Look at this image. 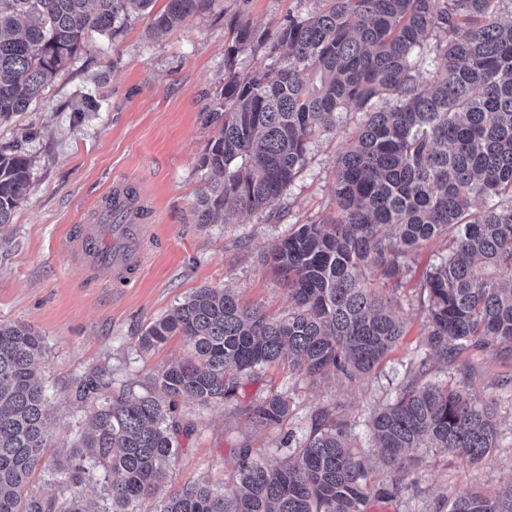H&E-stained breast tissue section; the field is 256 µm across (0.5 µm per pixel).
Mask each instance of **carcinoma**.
<instances>
[{
  "label": "carcinoma",
  "instance_id": "carcinoma-1",
  "mask_svg": "<svg viewBox=\"0 0 512 512\" xmlns=\"http://www.w3.org/2000/svg\"><path fill=\"white\" fill-rule=\"evenodd\" d=\"M151 0H0V120L26 111L84 46ZM207 0H166L152 29L169 32ZM259 34L233 19L225 59L271 41L288 63L230 74L205 121L218 126L201 157L200 224L270 209L307 162L316 132L336 129L350 109L365 121L338 160L332 189L338 217L301 224L265 256L288 289L282 318L241 305L229 289H196L152 323L139 343L186 338L192 356L155 377L164 398L123 394L92 406L69 482L102 479L110 506L74 492L67 512H135L152 495L174 454L176 402L231 399L238 378L279 361L311 379H359L405 336L392 300L426 242L448 252L419 280L429 356L452 360L472 348L512 353V21L491 19L497 0H318ZM444 33L445 38L438 37ZM28 155L0 152V225L30 191ZM41 337L0 323V512H55L30 489L48 447L49 398L41 378ZM111 382L88 379L79 398ZM291 398L272 394L244 407L252 422L288 419ZM369 429L384 463L399 469L421 448L472 462L489 458L498 428L494 403L452 385L404 382ZM271 464L238 448L232 495L193 483L159 512H361L368 497L365 456L341 420L314 429ZM448 512H512V485L494 496L456 497Z\"/></svg>",
  "mask_w": 512,
  "mask_h": 512
}]
</instances>
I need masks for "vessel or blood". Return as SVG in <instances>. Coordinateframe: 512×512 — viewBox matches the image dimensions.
I'll return each instance as SVG.
<instances>
[{"instance_id": "1", "label": "vessel or blood", "mask_w": 512, "mask_h": 512, "mask_svg": "<svg viewBox=\"0 0 512 512\" xmlns=\"http://www.w3.org/2000/svg\"><path fill=\"white\" fill-rule=\"evenodd\" d=\"M113 231L119 245L109 249L101 244L99 225H80L72 235L71 251L84 264L88 273H95L100 268L109 269L113 281L126 286L133 281L144 263L145 254L141 242L146 228L141 224H117Z\"/></svg>"}]
</instances>
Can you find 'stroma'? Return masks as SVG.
<instances>
[{
  "mask_svg": "<svg viewBox=\"0 0 512 512\" xmlns=\"http://www.w3.org/2000/svg\"><path fill=\"white\" fill-rule=\"evenodd\" d=\"M165 4L153 0L151 11L119 19L111 32L89 33L84 49L36 104L0 121V151L21 148L32 162L30 192L11 223L0 226V322L29 326L44 344L52 420L31 489L54 497L57 512L70 505L62 481L91 408L76 394L79 381L110 380L97 394L101 400L154 392L157 370L186 356L189 346L174 336L146 350L139 338L203 286L233 288L242 304L286 315L287 292L263 256L295 225L335 215L336 160L363 120L361 113H342L335 131L316 136L305 167L271 210L240 214L230 224L198 223L200 159L218 131L205 123L208 104L230 72L244 74L283 59L265 44L227 65L231 20L245 17L272 32L289 16L311 13L317 3L210 0L176 29L153 33L152 18ZM119 180L136 194V223L149 227L146 259L129 286L113 285L104 272L98 286L89 288L67 255V238L73 226L93 223ZM444 252L440 240L422 247L416 275ZM416 275L394 291L407 333L364 379L315 381L272 364L242 379L230 402L178 400L176 417L191 432L177 434L165 481L156 496L138 504V512H157L160 498L197 481L231 494L235 448L246 443L266 461L278 462L285 456V437L304 440L326 417L344 420L357 448L373 459L368 420L395 398L425 346ZM432 367L433 379L465 380L474 398L496 399L498 444L481 462L421 452L398 470L373 460L363 512H448L452 498L512 484V357L474 349L451 363L433 358ZM283 389L292 411L282 426L262 428L243 413L244 405Z\"/></svg>",
  "mask_w": 512,
  "mask_h": 512,
  "instance_id": "35a3bbf8",
  "label": "stroma"
}]
</instances>
